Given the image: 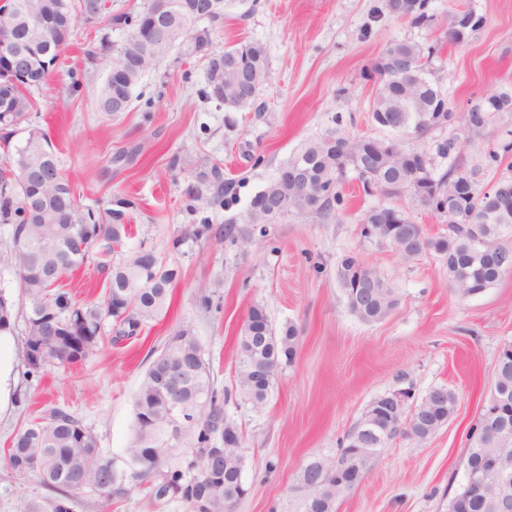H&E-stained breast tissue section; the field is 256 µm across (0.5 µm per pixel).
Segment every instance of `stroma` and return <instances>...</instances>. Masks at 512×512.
Wrapping results in <instances>:
<instances>
[{"label":"stroma","instance_id":"stroma-1","mask_svg":"<svg viewBox=\"0 0 512 512\" xmlns=\"http://www.w3.org/2000/svg\"><path fill=\"white\" fill-rule=\"evenodd\" d=\"M382 0H249L212 35L213 50L245 37L264 44L273 73L251 112L225 111L208 98L203 58L166 61L146 73L129 111L109 116L96 107L108 71L87 64L90 28L77 22L70 46L48 82L33 90L36 124L48 126L60 168L86 204L118 194L137 199L135 234L124 247L154 252L180 271L165 316L139 336L104 346L70 366L27 375L20 359L24 324L0 336V364L9 366L0 392V512H52V492L35 476L12 471L4 453L26 420L51 407L74 413L96 435L101 450L122 458L132 432L133 400L150 362L177 327L191 326L217 387L234 389L235 347L253 306L275 326L294 324L292 362L282 364L263 408L229 401L224 410L241 435L249 489L235 512H269L286 504L302 469L331 458L375 397L412 388L414 401L434 387L458 399L453 418L430 440L397 436L368 478L343 498L338 512H448L464 477L466 436L487 395L504 344L512 343V271L483 293L461 297L448 286L441 258L426 252L406 261L364 240V213L387 203L362 190L347 172L343 203L329 219L299 212L253 230L248 247L194 239L192 226L222 225L243 214L277 167L302 143L337 128L351 136L390 137L370 119L373 78L367 67L393 39L428 43L432 30L391 15L371 18ZM473 6L484 23L471 38L445 44L431 68L456 110L471 99L512 92V0H430L440 22ZM512 130V112L498 114L459 155L479 166L482 186L512 176V153L491 160L492 145ZM136 149L132 163L111 158ZM220 160L224 175L240 180L237 200L223 210L188 216L183 191L191 166ZM375 267L397 304L382 321L352 313L336 268L348 254ZM210 295L212 308L202 297ZM72 512H187L179 500L152 502L142 492L105 506L78 495Z\"/></svg>","mask_w":512,"mask_h":512}]
</instances>
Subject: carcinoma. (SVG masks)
<instances>
[{
  "label": "carcinoma",
  "mask_w": 512,
  "mask_h": 512,
  "mask_svg": "<svg viewBox=\"0 0 512 512\" xmlns=\"http://www.w3.org/2000/svg\"><path fill=\"white\" fill-rule=\"evenodd\" d=\"M200 0H146L142 11L132 17L107 10L105 0H5L0 5V30L10 27L16 44L31 60L33 68L20 75L0 72V225L10 228L9 242L0 249V263L15 268L26 303L25 342L22 360L28 373L40 374L49 367L75 364L109 342L140 335L146 324L157 320L171 301L177 270L158 264L152 251L142 248L126 255L125 241L131 235V219L136 205L115 196L96 206L85 205L69 180L59 171L54 146L47 130L27 123L34 108L30 89L44 84L61 52L70 43L76 15L96 31L123 29L119 44L108 45L106 38L85 49V57L104 66L113 64L122 70L124 79H106L98 98L100 111L112 115L129 110L133 93L143 74L174 54L195 56L211 45L214 30L224 18L203 20L195 15ZM406 18L411 26L428 28L435 18L429 12V0H407L394 9L388 3L376 6L372 17L383 13ZM436 47L411 40H392L381 56L405 55L420 63L422 81L413 91L414 100L399 96L400 89L383 77L369 103L373 121L381 112L404 115V135L422 137L432 126L430 117L435 103L451 107L439 82L432 78L429 64ZM245 69L262 92L272 79L265 46L254 40H240L224 47L206 60L209 98H224L227 112H246L247 101L239 100L238 71ZM506 97L482 95L470 101V109L460 116L459 129L479 128V111L512 112L500 102ZM26 125L27 134L19 145H11L15 130ZM464 140L454 135L436 144V155L448 159V169L432 173L443 194L452 191L456 181H472L474 195L465 200L456 223H448L441 204L426 203L417 197L418 179L406 159L418 153L386 138L353 137L333 129L301 145L277 172L289 174L295 165L308 171V188L330 191L314 209L304 199V188L292 181L280 185L279 193L286 208L273 214L251 201L242 219L244 224H276L291 211L329 217L341 204L339 188L348 170L357 174L362 187L379 181H396L417 205L428 209L448 233L415 241L422 233L408 214L395 207L369 210L365 224L380 227L372 242L389 247L401 257L414 260L432 251L445 263L448 285L458 295L466 296L468 283L482 289L494 285L512 264V248L502 238L512 234V207L501 210L497 192L480 187L476 169L457 162ZM237 182L224 179L223 163L204 160L195 168L192 180L183 192L184 210L195 215L200 210L224 209L236 197ZM495 237L496 250L488 255L479 250L477 236ZM220 240L239 245L246 235L236 224L225 221L224 229L214 233ZM358 266L375 284L374 297L361 319L377 322L385 319L397 304L394 290L374 268L364 265L354 255L342 259L338 268ZM82 267L97 272L105 284L99 299L76 301L58 282L50 281L47 272L57 269L63 277ZM17 319L15 304L0 290V335L14 330ZM111 324L113 335L105 334ZM252 328L243 327L236 345V396L254 408L265 405L271 387L252 382L245 353V337ZM296 330L288 325L274 329L273 337L255 345L253 355L272 361L274 370L291 361L296 348ZM189 365L181 389V412L186 422L170 428L172 417L162 393V382L173 364ZM512 404V351L499 353L494 380L476 423L467 435L464 471L486 456L504 461L512 476V407L503 414L493 413L495 396ZM230 394L215 386L203 349L189 325L176 329L163 349L149 365L134 397L133 434L126 448L127 463L116 474L118 483L106 487L113 458L103 453L98 440L83 421L72 412L52 407L44 415L20 427L7 449L9 467L18 473L32 474L47 489L57 493L52 512H71L73 494L89 490L101 500L112 503L126 497L132 489L146 490L150 500L178 499L188 512H230L241 500L242 468L245 460L238 448L216 446L223 434L213 426L211 417L226 416L224 405ZM457 407L454 392H448L446 405L430 406L419 413L411 435L425 441L435 435L453 416ZM509 423L496 438L486 437L481 429L492 420ZM328 460H313L308 467L314 473L312 492L322 500L307 502L298 497L288 504L289 512H337V502L346 494L330 484L321 469ZM497 489L490 478L484 490L475 494L461 482L448 502V512H496Z\"/></svg>",
  "instance_id": "obj_1"
}]
</instances>
